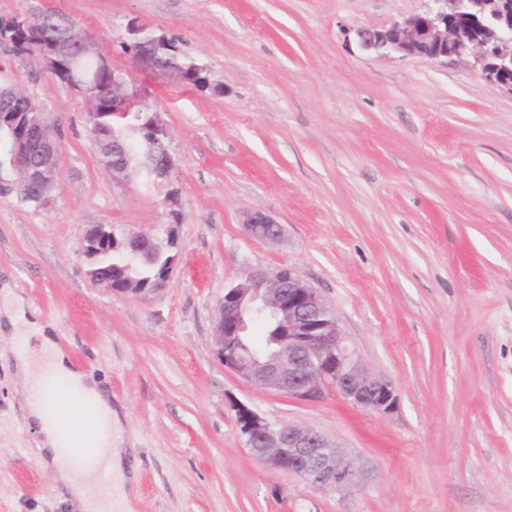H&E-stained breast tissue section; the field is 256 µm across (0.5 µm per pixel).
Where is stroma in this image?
<instances>
[{"label":"stroma","mask_w":512,"mask_h":512,"mask_svg":"<svg viewBox=\"0 0 512 512\" xmlns=\"http://www.w3.org/2000/svg\"><path fill=\"white\" fill-rule=\"evenodd\" d=\"M426 0H0V19L53 12L151 95L168 131L180 206L145 171L99 163L82 96L0 45V85L43 109L61 146L50 205L0 193V285L27 300L124 415L137 512H512V97L463 62L366 52L355 32ZM177 37L204 64L196 89L122 51L128 21ZM281 226L248 236L246 213ZM93 224L175 239L158 294L88 278ZM295 268L322 292L350 347L391 382L380 414L335 392L316 402L224 368V287ZM24 379L0 358V512H70L21 411ZM311 426L362 470L316 489L256 462L229 397Z\"/></svg>","instance_id":"obj_1"}]
</instances>
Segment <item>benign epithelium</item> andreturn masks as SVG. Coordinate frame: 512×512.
<instances>
[{
    "label": "benign epithelium",
    "mask_w": 512,
    "mask_h": 512,
    "mask_svg": "<svg viewBox=\"0 0 512 512\" xmlns=\"http://www.w3.org/2000/svg\"><path fill=\"white\" fill-rule=\"evenodd\" d=\"M359 45L377 54H400L430 61H464L485 81L498 84L497 72L512 70V0H429L426 9L386 28H363L356 32ZM87 54L94 45L84 33L44 36L29 45L26 55L37 59L48 72L64 63L69 43ZM132 58L140 69L158 76L181 75L154 65L148 43ZM112 112H140L148 107L149 94L131 81L115 82L109 93ZM15 131L11 168L24 187L35 186L43 201L62 178L58 142L40 112H2L0 126ZM173 159L164 153L157 168L150 170L158 186L167 185ZM249 236L275 240L281 227L263 212L244 219ZM160 255L153 238L130 233L116 239L107 224L91 226L85 235L83 255L87 275L98 288L110 293L138 297L162 292L178 263L171 256L168 272L148 287H135L112 280V270L101 265V257L116 252H136L142 243ZM276 320L283 335L276 347L263 356L250 353L243 337L256 320ZM217 356L224 367L252 384L275 390L287 397L318 401L334 378L336 392L365 409L382 414L393 412L398 397L393 386L371 373L350 348L335 313L320 291L291 268L258 269L224 289L215 323ZM229 405L248 453L266 467L287 471L318 489H346L360 482L353 461L318 430L302 424L268 420L243 402L231 397Z\"/></svg>",
    "instance_id": "1"
}]
</instances>
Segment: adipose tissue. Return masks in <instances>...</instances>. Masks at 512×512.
<instances>
[{
	"label": "adipose tissue",
	"mask_w": 512,
	"mask_h": 512,
	"mask_svg": "<svg viewBox=\"0 0 512 512\" xmlns=\"http://www.w3.org/2000/svg\"><path fill=\"white\" fill-rule=\"evenodd\" d=\"M0 317L14 327L10 355L26 383L25 417L37 426L42 462L67 489L73 512H136L137 479L123 439V416L103 397L99 379L74 366L49 325L28 313L24 298L11 289H0ZM51 383L62 386V393H49ZM72 448L88 452V469L70 466ZM102 478L110 491L90 495V484Z\"/></svg>",
	"instance_id": "ef3b65f1"
}]
</instances>
